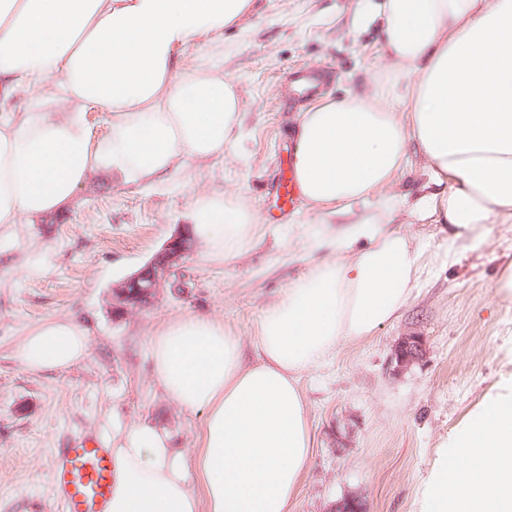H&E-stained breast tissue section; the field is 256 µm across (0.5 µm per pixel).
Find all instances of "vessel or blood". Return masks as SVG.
<instances>
[{"label":"vessel or blood","mask_w":512,"mask_h":512,"mask_svg":"<svg viewBox=\"0 0 512 512\" xmlns=\"http://www.w3.org/2000/svg\"><path fill=\"white\" fill-rule=\"evenodd\" d=\"M292 84L301 98L316 97L324 89L322 75L314 70L295 71ZM52 477L63 512H104L112 495V455L93 438H75L55 456Z\"/></svg>","instance_id":"obj_1"}]
</instances>
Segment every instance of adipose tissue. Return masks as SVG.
Listing matches in <instances>:
<instances>
[{
  "mask_svg": "<svg viewBox=\"0 0 512 512\" xmlns=\"http://www.w3.org/2000/svg\"><path fill=\"white\" fill-rule=\"evenodd\" d=\"M253 0H0V98L60 77L74 104L62 117L0 113V225L56 213L99 168L124 181H163L185 160L223 155L242 135L236 86L209 70L177 74V52L237 22ZM384 78L323 97L297 113L294 174L305 206L354 216L329 257L270 304L255 356L222 320L184 314L150 338L165 396L204 421L193 459L166 430L139 421L112 437L105 512H291L311 457L302 374L344 339L394 320L424 273L423 252L391 223L398 173L417 162L430 192L413 216L437 217L448 242L479 246L490 220L512 223V0H384ZM109 113L95 137L83 111ZM377 201L376 210L356 214ZM194 230L223 260L250 242L247 198L200 194ZM369 239L360 249L359 239ZM90 331L73 317L44 321L16 357L31 372L83 360ZM462 451L431 490V512H512V393L456 435Z\"/></svg>",
  "mask_w": 512,
  "mask_h": 512,
  "instance_id": "adipose-tissue-1",
  "label": "adipose tissue"
}]
</instances>
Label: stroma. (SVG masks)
I'll return each instance as SVG.
<instances>
[{
    "label": "stroma",
    "mask_w": 512,
    "mask_h": 512,
    "mask_svg": "<svg viewBox=\"0 0 512 512\" xmlns=\"http://www.w3.org/2000/svg\"><path fill=\"white\" fill-rule=\"evenodd\" d=\"M383 0H254L252 12L179 53V73L213 70L242 99L244 135L222 156L188 161L167 180L124 182L101 168L61 211L0 227V512H61L52 486L54 449L79 435L108 443L148 421L193 457L200 413L171 403L151 373L149 339L169 318L208 314L251 346L264 308L326 256L308 247L320 215L284 211L281 175L292 158L289 127L303 102L283 91L297 68L322 70L338 97L383 77ZM237 192L254 207L259 234L237 256L207 258L198 238L147 304L115 311L114 288L191 223L192 200ZM427 263L401 316L369 338L345 341L300 386L313 447L292 512H333L347 497L367 512H429L436 472L452 464L454 436L485 399L512 387V297L494 286L512 262V224H487L476 249L448 247L434 219L395 216ZM74 316L91 333L87 357L63 371L30 373L15 357L27 332ZM423 358L395 371L409 334Z\"/></svg>",
    "instance_id": "35a3bbf8"
}]
</instances>
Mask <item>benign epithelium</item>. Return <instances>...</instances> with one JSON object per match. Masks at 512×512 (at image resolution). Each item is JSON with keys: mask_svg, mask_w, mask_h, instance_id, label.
I'll return each mask as SVG.
<instances>
[{"mask_svg": "<svg viewBox=\"0 0 512 512\" xmlns=\"http://www.w3.org/2000/svg\"><path fill=\"white\" fill-rule=\"evenodd\" d=\"M190 230L187 225L177 226L161 249L137 272L121 282L117 301L119 308L139 306L153 298L156 288L178 270L188 250ZM423 356V344L416 335L402 338L393 354L396 370H402Z\"/></svg>", "mask_w": 512, "mask_h": 512, "instance_id": "7a95c632", "label": "benign epithelium"}]
</instances>
